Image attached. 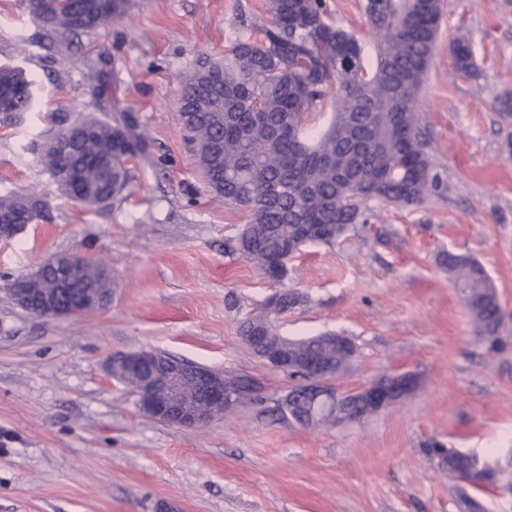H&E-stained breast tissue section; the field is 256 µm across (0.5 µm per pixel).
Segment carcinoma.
I'll use <instances>...</instances> for the list:
<instances>
[{
    "mask_svg": "<svg viewBox=\"0 0 512 512\" xmlns=\"http://www.w3.org/2000/svg\"><path fill=\"white\" fill-rule=\"evenodd\" d=\"M268 24L247 29L224 60L208 61L188 76L179 106V121L204 181L231 205L248 213L251 225L238 238L236 250L269 280L281 284L286 273L280 259L308 242L333 244L349 230L367 227L371 216L364 201L378 198L415 207L441 187L422 135L415 106L434 54L442 18V0H363L362 10L374 31L376 64L367 65L362 44L348 31L328 22L326 0H265ZM97 12L95 0H40L31 13L51 31L77 34L74 18ZM460 70L472 72L468 43L455 45ZM114 72L105 60L92 66L96 95L103 98ZM220 84L204 97L206 79ZM336 85L334 119L317 133L308 123L322 111L326 89ZM32 87L14 68L0 66V98ZM264 121L253 120L254 104ZM92 134L79 149L93 163L80 169L85 187L81 204L102 206L100 168L112 166V198L128 184L127 164L148 153V142L136 133L134 118L124 112L106 122L88 117ZM71 153L47 145L43 163L51 171L73 164ZM31 194L0 196V216L17 215ZM444 264L460 289L476 334L492 352L512 345L501 335L503 308L497 287L476 260L448 253ZM298 294L285 290L272 317L298 304ZM301 354L322 355L342 369L347 354L326 335L293 342ZM283 418L305 416L303 393L288 391L278 406ZM426 455L438 468L451 471L464 463L470 485L481 491L496 483V470L478 466L474 455L447 449L432 440Z\"/></svg>",
    "mask_w": 512,
    "mask_h": 512,
    "instance_id": "carcinoma-1",
    "label": "carcinoma"
}]
</instances>
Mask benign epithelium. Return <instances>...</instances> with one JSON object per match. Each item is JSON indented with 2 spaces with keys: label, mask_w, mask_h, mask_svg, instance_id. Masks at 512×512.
<instances>
[{
  "label": "benign epithelium",
  "mask_w": 512,
  "mask_h": 512,
  "mask_svg": "<svg viewBox=\"0 0 512 512\" xmlns=\"http://www.w3.org/2000/svg\"><path fill=\"white\" fill-rule=\"evenodd\" d=\"M90 126L85 117L74 116L65 126L62 136L53 141L55 146H66L73 139L86 136ZM42 211H27L20 224H0V238L18 234L25 225L34 224ZM86 260L73 253H58L46 259L40 267L8 285V292L24 309L41 317L70 318L105 307L99 289L87 286L81 276ZM155 357V351L142 349L135 352L112 354L106 364L107 372L122 364L128 370H137L141 363ZM260 359L276 370L295 365L305 375L302 386L312 399V409L320 411L338 409L346 405L348 394L339 390L334 380L337 373L323 369L315 359L299 363L289 360L277 351H268ZM394 383L370 382L354 395H362L372 409L380 412L410 396L418 383L414 372L391 375ZM261 393L256 384L251 392H241L224 384V375L180 359H170L163 372L146 376L140 384L138 406L148 417L179 427L204 426L236 406Z\"/></svg>",
  "instance_id": "obj_1"
}]
</instances>
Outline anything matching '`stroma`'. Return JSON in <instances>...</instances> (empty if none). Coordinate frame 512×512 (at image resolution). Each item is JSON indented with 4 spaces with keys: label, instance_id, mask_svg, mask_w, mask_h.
Here are the masks:
<instances>
[{
    "label": "stroma",
    "instance_id": "stroma-1",
    "mask_svg": "<svg viewBox=\"0 0 512 512\" xmlns=\"http://www.w3.org/2000/svg\"><path fill=\"white\" fill-rule=\"evenodd\" d=\"M333 24L375 59L358 0H326ZM265 0H129L121 22L62 39L28 9L0 0V65L33 80L30 111L0 113V195L33 193L43 221L0 240V512H463L459 483L424 442L494 462L483 512H512V349L490 352L440 263L451 250L493 278L512 339V0H443L417 105L447 185L419 206L368 200L370 229L290 258L286 289L301 302L275 321L291 339L348 336L356 355L342 391L416 373L401 403L374 415L301 426L275 416L292 387L255 357L239 325L276 290L231 246L248 216L199 177L177 119L199 58H223ZM467 39L475 73L460 72ZM116 59L107 106L132 113L149 154L131 160L121 197L91 209L41 163L65 120L95 107L88 67ZM387 236L377 240L374 228ZM68 252L106 266L102 310L57 319L16 304L7 284ZM150 349L265 386L260 403L211 423L172 426L143 415L105 369L116 352Z\"/></svg>",
    "mask_w": 512,
    "mask_h": 512
}]
</instances>
